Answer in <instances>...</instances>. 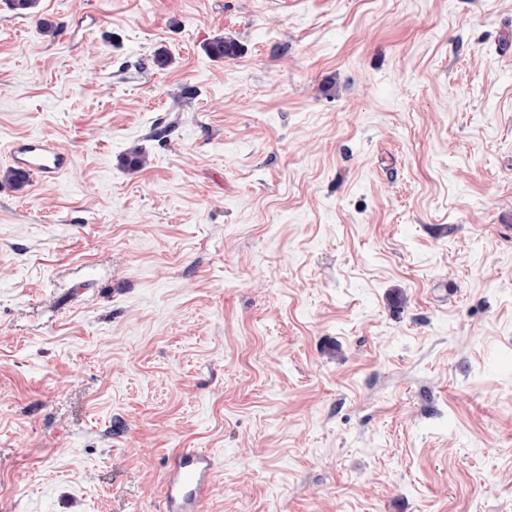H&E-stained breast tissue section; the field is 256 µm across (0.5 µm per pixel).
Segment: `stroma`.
Segmentation results:
<instances>
[{"mask_svg":"<svg viewBox=\"0 0 512 512\" xmlns=\"http://www.w3.org/2000/svg\"><path fill=\"white\" fill-rule=\"evenodd\" d=\"M41 16L0 0V171L70 159L0 181V512H159L183 448L202 512H512V0ZM11 162L15 169H7L3 179L16 188H23L29 176L55 178L68 166V156L52 146L46 139L30 137L14 142L10 148ZM26 172V173H25ZM214 477L215 460L210 451H178L165 474L162 511L199 512L211 493Z\"/></svg>","mask_w":512,"mask_h":512,"instance_id":"1","label":"stroma"}]
</instances>
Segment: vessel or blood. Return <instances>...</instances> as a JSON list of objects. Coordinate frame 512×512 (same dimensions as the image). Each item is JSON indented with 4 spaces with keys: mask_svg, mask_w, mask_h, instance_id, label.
Segmentation results:
<instances>
[{
    "mask_svg": "<svg viewBox=\"0 0 512 512\" xmlns=\"http://www.w3.org/2000/svg\"><path fill=\"white\" fill-rule=\"evenodd\" d=\"M13 166L32 176L51 179L68 166V157L46 139L30 137L10 148ZM215 477L211 452L181 450L174 454L165 478L162 512H200L209 497Z\"/></svg>",
    "mask_w": 512,
    "mask_h": 512,
    "instance_id": "1",
    "label": "vessel or blood"
}]
</instances>
